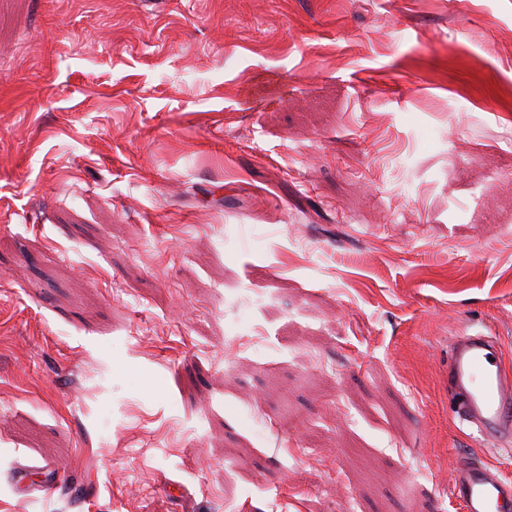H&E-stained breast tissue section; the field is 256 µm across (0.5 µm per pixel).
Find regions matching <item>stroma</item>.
<instances>
[{
  "instance_id": "stroma-1",
  "label": "stroma",
  "mask_w": 512,
  "mask_h": 512,
  "mask_svg": "<svg viewBox=\"0 0 512 512\" xmlns=\"http://www.w3.org/2000/svg\"><path fill=\"white\" fill-rule=\"evenodd\" d=\"M482 327L512 0H0V512H459Z\"/></svg>"
}]
</instances>
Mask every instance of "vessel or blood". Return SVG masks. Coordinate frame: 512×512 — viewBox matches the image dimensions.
<instances>
[{
    "label": "vessel or blood",
    "instance_id": "1",
    "mask_svg": "<svg viewBox=\"0 0 512 512\" xmlns=\"http://www.w3.org/2000/svg\"><path fill=\"white\" fill-rule=\"evenodd\" d=\"M448 393L458 420L481 446L512 444V373L501 364V347L484 329L462 330L448 349ZM452 497L463 512H512V481L481 457L461 460L450 476Z\"/></svg>",
    "mask_w": 512,
    "mask_h": 512
}]
</instances>
